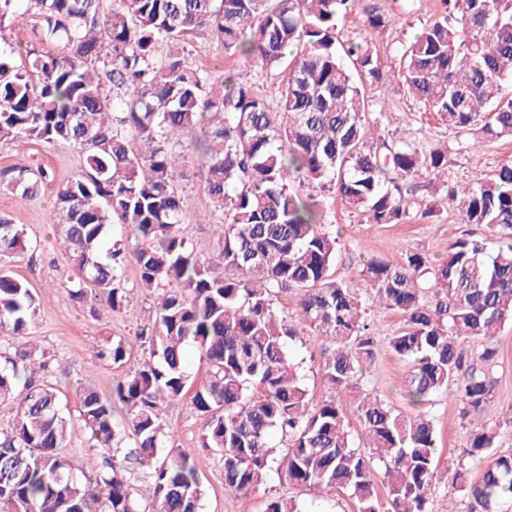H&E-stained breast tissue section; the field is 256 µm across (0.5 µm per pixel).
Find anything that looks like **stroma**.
<instances>
[{
    "mask_svg": "<svg viewBox=\"0 0 512 512\" xmlns=\"http://www.w3.org/2000/svg\"><path fill=\"white\" fill-rule=\"evenodd\" d=\"M387 16L389 24L380 31L368 27L364 11L357 10L338 24L340 39L372 42L384 69L396 70L401 49L411 41L442 8V0H370ZM188 66L220 75L231 71L268 96L279 84L282 71L260 70L236 56L226 55L221 44L206 38L195 40L187 48ZM364 117L366 137L370 144H392L398 132H405L410 141L424 148L444 144L448 147V173L456 180L473 183L493 175L500 166L512 163V138L485 143L473 150H458V136L448 129L437 115L416 104L396 80H385L367 86ZM17 163L43 167L52 174L51 182L39 196L30 199L17 193L0 190V214L10 217L25 230L26 250L10 262L12 271L26 279L42 299L37 323L30 338L48 349L56 359L51 383L63 397L74 398L79 386L96 388L111 396L113 386L124 377L130 362L144 356L140 331L153 306L150 296L134 290L135 267L118 269L117 275L130 290L129 302L122 310L74 301L66 290V278L71 273L68 255L59 238L57 227L49 223L57 183L79 174L84 168L78 149L65 143L45 145L35 141L0 144V168ZM184 201V222L188 244L201 258L218 255L224 242L215 226L224 219L216 211L206 193L195 157H188L184 178L179 186ZM437 189L428 179L417 181L409 195L410 220L405 224H371L364 213L349 209L335 192L316 194L326 230L339 231L340 246L331 269L334 278L351 282L362 290L364 300H371L372 291L363 280L361 258L370 254L395 262L407 250H420L436 260H444L448 246L467 234H482L474 224H461L451 212L425 217L424 212ZM122 341L129 353V363L117 365L101 359L100 350L111 341ZM499 357L492 367L495 379L494 398L482 420L487 424L502 423L497 451L512 454V325L505 326L496 339ZM325 342L303 337L293 343L289 356L298 364L304 385L313 401L334 396L343 404L355 439L363 434L357 416L358 388L332 391L320 372ZM405 372L400 361L388 351H380L368 369L361 387L372 390L396 409L409 411L404 397ZM432 416L443 456L461 457L468 447L467 436L472 418L464 417L458 401L439 394L426 406ZM165 432L170 445L195 449L201 461V478L205 487L203 512H264L270 499L283 496L304 502L310 512H358L356 501L345 494L325 493L308 487H297L280 481L276 471H269L260 491L244 496L226 494L224 468L218 452L201 447L202 422L191 404L190 397L172 402L166 409Z\"/></svg>",
    "mask_w": 512,
    "mask_h": 512,
    "instance_id": "35a3bbf8",
    "label": "stroma"
}]
</instances>
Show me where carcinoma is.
I'll return each instance as SVG.
<instances>
[{"mask_svg": "<svg viewBox=\"0 0 512 512\" xmlns=\"http://www.w3.org/2000/svg\"><path fill=\"white\" fill-rule=\"evenodd\" d=\"M363 0H0V29L29 17L41 41L26 51L0 48V142L68 143L85 170L57 185L51 223L59 227L73 276L69 295L116 311L127 288L114 269L134 264L136 288L159 293L141 332L146 356L112 397L83 387L77 420L54 388L20 374L49 367L24 342L0 360V512H202L205 488L192 448H167L163 410L184 395L186 347L207 364L192 405L202 419L201 447L222 454L224 489L259 490L271 465L282 482L348 494L358 512H428L436 483L437 434L422 412L405 415L373 392L358 417L368 448L354 445L343 404L313 403L289 342L305 332L331 344L320 369L332 390L358 384L379 354L366 303L354 285L332 277L338 234L322 230L313 195L292 184L334 189L371 224L408 217L401 183L427 174L440 182L431 211L452 210L482 238L448 245L434 262L409 250L401 260L362 259L373 300L401 314L386 348L406 367L415 407L446 391L480 418L495 381L473 362L468 340L484 341L479 361L512 323V164L475 186L448 177V149L410 141L380 152L367 145L364 87L391 78L367 43L341 42L340 19ZM444 13L403 46L399 83L448 128L473 135L467 149L512 136V0H443ZM211 38L260 69L280 66V111L229 73L217 79L185 64L184 50ZM202 132L203 137L196 136ZM197 153L211 203L224 211L217 263L186 245L178 179ZM44 168L0 169V188L33 198L49 181ZM25 251L23 231L0 216V331L29 335L41 299L7 261ZM296 291L295 315L273 298ZM99 356L126 360L118 342ZM126 413L115 415L113 400ZM101 450L91 472L65 454L75 424ZM288 440L282 454L272 445ZM499 426L477 423L468 458L481 476L464 482L465 459L448 458L444 477L464 483L468 512H496L512 497V454L495 452ZM384 467L381 504L374 462ZM266 512H306L275 498Z\"/></svg>", "mask_w": 512, "mask_h": 512, "instance_id": "obj_1", "label": "carcinoma"}]
</instances>
